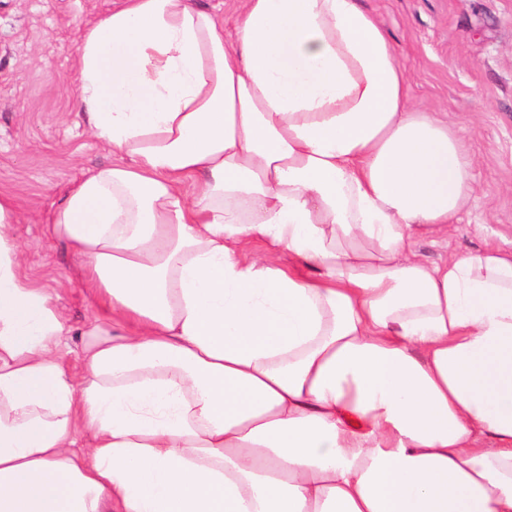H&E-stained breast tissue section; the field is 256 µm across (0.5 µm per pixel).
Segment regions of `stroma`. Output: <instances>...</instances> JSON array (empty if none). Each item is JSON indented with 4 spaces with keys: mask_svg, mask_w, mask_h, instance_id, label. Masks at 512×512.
Instances as JSON below:
<instances>
[{
    "mask_svg": "<svg viewBox=\"0 0 512 512\" xmlns=\"http://www.w3.org/2000/svg\"><path fill=\"white\" fill-rule=\"evenodd\" d=\"M119 0H0V194L15 204L23 275L47 288L68 320L60 349L82 375L81 331L94 302L78 258L47 227L50 211L87 170L123 162L89 131L77 107L76 52L84 28ZM406 66L414 104L462 136L476 201L447 238L412 248L438 263L488 245L512 251V0H360Z\"/></svg>",
    "mask_w": 512,
    "mask_h": 512,
    "instance_id": "35a3bbf8",
    "label": "stroma"
}]
</instances>
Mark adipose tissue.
Wrapping results in <instances>:
<instances>
[{
  "label": "adipose tissue",
  "instance_id": "adipose-tissue-1",
  "mask_svg": "<svg viewBox=\"0 0 512 512\" xmlns=\"http://www.w3.org/2000/svg\"><path fill=\"white\" fill-rule=\"evenodd\" d=\"M77 67L130 162L47 221L97 302L78 382L0 195V512H512V251L412 252L475 187L378 20L124 0ZM199 9L211 12L219 21H224L225 31H231L237 15V0H194Z\"/></svg>",
  "mask_w": 512,
  "mask_h": 512
}]
</instances>
